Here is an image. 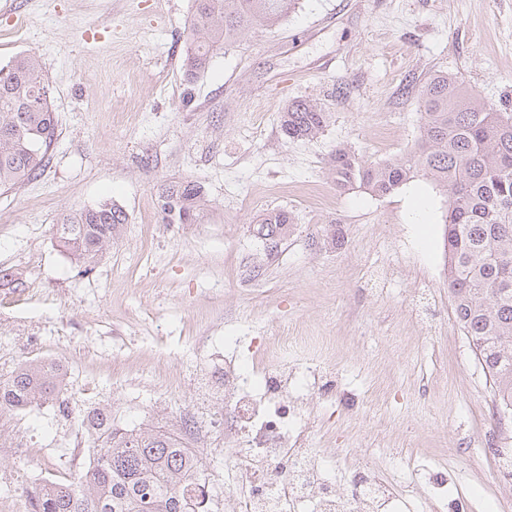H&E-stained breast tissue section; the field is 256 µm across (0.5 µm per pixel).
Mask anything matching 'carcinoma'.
Listing matches in <instances>:
<instances>
[{
	"label": "carcinoma",
	"mask_w": 512,
	"mask_h": 512,
	"mask_svg": "<svg viewBox=\"0 0 512 512\" xmlns=\"http://www.w3.org/2000/svg\"><path fill=\"white\" fill-rule=\"evenodd\" d=\"M299 0H194L184 36L183 70L191 82L208 69L214 52L240 42L257 28L272 29L295 12ZM52 88L35 56L20 54L0 68V190L34 178L46 166L56 137ZM422 108L414 148L390 161L369 163L339 149L329 171L339 191L363 189L385 196L418 174L448 196L444 224L445 266L455 320L471 338L475 355L493 383L501 412L512 416V112L480 101L457 76L438 72L417 90ZM324 107L296 100L280 113L289 139L320 133ZM165 224H194L202 187L193 181L160 186ZM126 213L103 202L63 216L55 237L76 263L112 245ZM288 212L270 211L258 234L277 240ZM59 393L38 365L24 363L0 384V413L23 410ZM190 454L162 430H107L97 463L70 474L63 489L36 487L27 496L36 512H204L185 496Z\"/></svg>",
	"instance_id": "obj_1"
}]
</instances>
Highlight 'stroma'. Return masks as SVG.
I'll use <instances>...</instances> for the list:
<instances>
[{
  "label": "stroma",
  "mask_w": 512,
  "mask_h": 512,
  "mask_svg": "<svg viewBox=\"0 0 512 512\" xmlns=\"http://www.w3.org/2000/svg\"><path fill=\"white\" fill-rule=\"evenodd\" d=\"M193 0H0V67L35 54L53 88L58 137L35 179L0 194V366L83 352L59 401L0 415V442L25 438L66 465L74 412L111 405L115 424L154 429L177 413L220 424L206 401L197 336L251 366L278 330L327 342V396L297 403L325 459L354 448L382 477L414 468L413 512H430L428 470L470 512H512L484 434L512 448V421L486 415L492 381L455 321L445 274L446 195L418 176L379 197L338 192L327 162L348 147L404 155L422 122L421 85L445 71L512 108V0H301L279 27L248 32L187 81L183 30ZM330 114L289 140L294 99ZM201 184L197 223L166 224L158 189ZM428 221L414 223L415 201ZM111 202L127 224L88 267L52 228ZM292 223L276 250L262 215ZM341 244H332L333 235ZM67 413H60V405Z\"/></svg>",
  "instance_id": "1"
}]
</instances>
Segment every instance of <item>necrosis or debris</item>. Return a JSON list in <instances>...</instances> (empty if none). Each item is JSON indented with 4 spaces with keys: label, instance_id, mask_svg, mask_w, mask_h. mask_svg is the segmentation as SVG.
Segmentation results:
<instances>
[{
    "label": "necrosis or debris",
    "instance_id": "1",
    "mask_svg": "<svg viewBox=\"0 0 512 512\" xmlns=\"http://www.w3.org/2000/svg\"><path fill=\"white\" fill-rule=\"evenodd\" d=\"M302 383L297 369L285 364L264 368L254 379L225 362L218 381L227 406L220 435L230 452L220 481L235 512H401L391 484L367 463L350 465L344 495L332 491L327 467L310 446L308 423L284 399L289 386ZM7 454L32 467L29 479L0 476L17 497H25L32 484L60 486L68 480L65 469L40 468L31 449L11 448Z\"/></svg>",
    "mask_w": 512,
    "mask_h": 512
}]
</instances>
